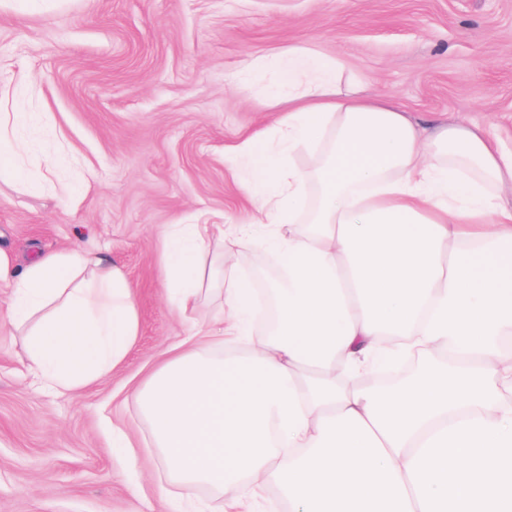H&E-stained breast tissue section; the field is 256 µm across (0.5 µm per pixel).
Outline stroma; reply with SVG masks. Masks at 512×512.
Masks as SVG:
<instances>
[{"mask_svg":"<svg viewBox=\"0 0 512 512\" xmlns=\"http://www.w3.org/2000/svg\"><path fill=\"white\" fill-rule=\"evenodd\" d=\"M299 47L338 60L365 94L425 131L467 117L512 149V0H60L0 8V85L24 95L28 173L0 145V251L108 254L132 283L139 334L124 360L59 395L28 371L0 288V512H170L169 470L133 393L165 351L208 332L210 294L191 319L166 288L161 230L243 223L255 208L226 147L256 131L277 143L271 56ZM76 158L70 196L45 156ZM135 445L136 466L112 446Z\"/></svg>","mask_w":512,"mask_h":512,"instance_id":"stroma-1","label":"stroma"}]
</instances>
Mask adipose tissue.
<instances>
[{"instance_id":"obj_1","label":"adipose tissue","mask_w":512,"mask_h":512,"mask_svg":"<svg viewBox=\"0 0 512 512\" xmlns=\"http://www.w3.org/2000/svg\"><path fill=\"white\" fill-rule=\"evenodd\" d=\"M288 86L280 149L265 132L234 152L260 207L251 223L162 233L172 304L190 317L202 257L224 243L227 313L172 348L134 392L170 480L249 512L278 486L288 512H512V152L457 118L422 135L391 100L341 86L338 61L273 57ZM321 150L312 170L284 166ZM282 262L278 321L246 345L253 285L235 262L255 225ZM29 369L62 393L123 361L139 334L133 287L108 256L0 252ZM423 359L390 388L337 385L380 359Z\"/></svg>"}]
</instances>
